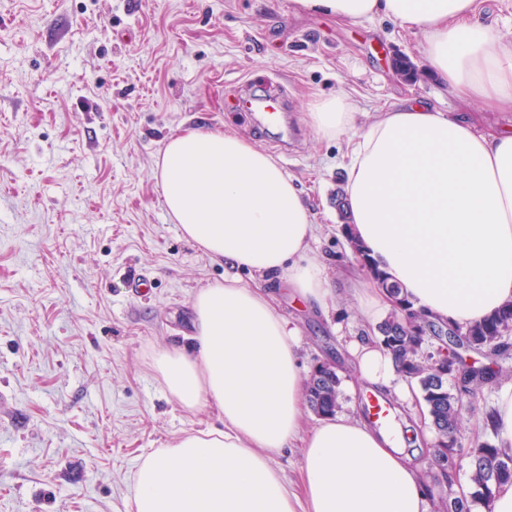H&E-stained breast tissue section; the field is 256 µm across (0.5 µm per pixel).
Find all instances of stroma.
<instances>
[{"instance_id": "1", "label": "stroma", "mask_w": 512, "mask_h": 512, "mask_svg": "<svg viewBox=\"0 0 512 512\" xmlns=\"http://www.w3.org/2000/svg\"><path fill=\"white\" fill-rule=\"evenodd\" d=\"M421 38L389 19L342 24L295 14L288 0H0V512H131L141 457L184 432L220 426L214 408L184 411L154 353L188 345L191 303L227 271L182 234L155 177L167 139L234 128L278 154L227 100L279 77L300 133L281 164L312 207L313 255L350 285L357 264L340 231L347 140L304 120L315 97L346 95L367 121L415 99L512 126V115L451 95L422 65ZM147 276L145 293L129 288ZM280 310L300 329L305 365L339 357L361 328L355 300L322 314ZM466 365L500 363L476 417L512 384V355L460 348Z\"/></svg>"}]
</instances>
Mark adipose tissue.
I'll return each mask as SVG.
<instances>
[{
    "label": "adipose tissue",
    "mask_w": 512,
    "mask_h": 512,
    "mask_svg": "<svg viewBox=\"0 0 512 512\" xmlns=\"http://www.w3.org/2000/svg\"><path fill=\"white\" fill-rule=\"evenodd\" d=\"M339 22L378 16L422 38L429 74L464 100L512 112V40L479 0H290ZM342 96L311 99L318 137L350 134L344 198L364 251L430 319L467 327L512 303V126L403 102L365 124ZM169 215L231 274L192 300L189 348L153 368L183 410L215 407L220 428L184 433L144 457L133 512H432L420 469L393 427L344 413L306 426L300 330L262 286L275 278L301 306L337 307L327 266L311 255L315 216L278 159L234 130L171 136L156 163ZM250 281H243V274ZM352 293L363 329L347 350L358 385L421 410L413 381L373 332L392 308L368 281ZM301 445V489L275 458Z\"/></svg>",
    "instance_id": "ef3b65f1"
}]
</instances>
